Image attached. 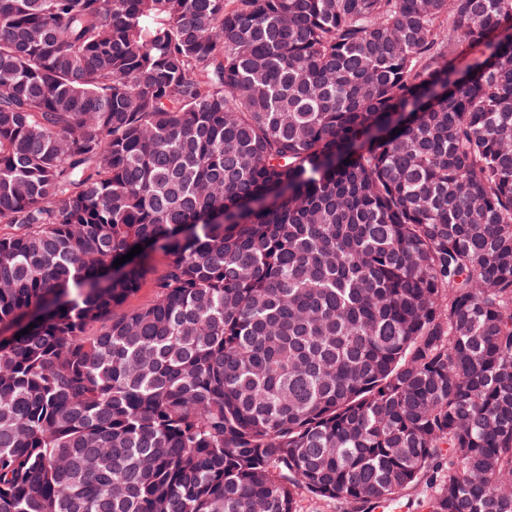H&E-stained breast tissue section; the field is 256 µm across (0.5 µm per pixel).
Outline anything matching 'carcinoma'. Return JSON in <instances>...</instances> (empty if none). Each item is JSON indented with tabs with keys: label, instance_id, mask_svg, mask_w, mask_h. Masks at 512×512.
<instances>
[{
	"label": "carcinoma",
	"instance_id": "cac0c4a2",
	"mask_svg": "<svg viewBox=\"0 0 512 512\" xmlns=\"http://www.w3.org/2000/svg\"><path fill=\"white\" fill-rule=\"evenodd\" d=\"M0 224V512H512V0H0ZM426 492L423 485L407 490L396 500L400 507L394 512H426ZM298 512H347L346 506L336 500H320L303 493L298 496Z\"/></svg>",
	"mask_w": 512,
	"mask_h": 512
}]
</instances>
